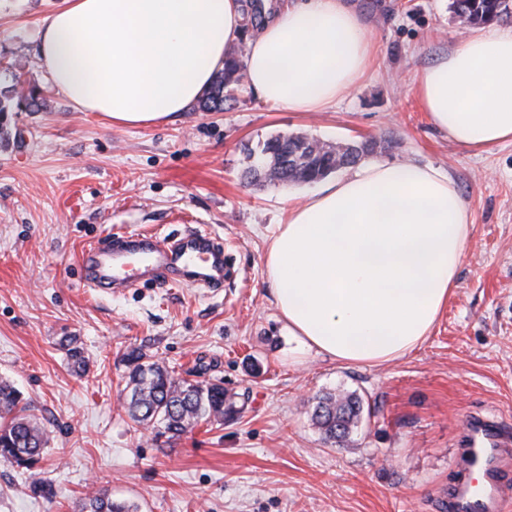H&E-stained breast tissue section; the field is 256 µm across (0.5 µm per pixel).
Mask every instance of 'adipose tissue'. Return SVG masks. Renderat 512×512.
<instances>
[{"instance_id":"1","label":"adipose tissue","mask_w":512,"mask_h":512,"mask_svg":"<svg viewBox=\"0 0 512 512\" xmlns=\"http://www.w3.org/2000/svg\"><path fill=\"white\" fill-rule=\"evenodd\" d=\"M241 0H64L38 55L74 111L115 126L174 120L237 43ZM375 45L348 0L278 6L249 41V89L266 106L319 112L349 95ZM414 93L449 139L481 152L512 140V28L488 26L424 67ZM469 214L449 174L378 162L289 203L265 256L290 336L337 363L376 367L427 340L454 294Z\"/></svg>"}]
</instances>
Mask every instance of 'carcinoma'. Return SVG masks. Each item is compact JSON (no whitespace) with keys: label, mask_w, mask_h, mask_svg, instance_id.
Returning a JSON list of instances; mask_svg holds the SVG:
<instances>
[{"label":"carcinoma","mask_w":512,"mask_h":512,"mask_svg":"<svg viewBox=\"0 0 512 512\" xmlns=\"http://www.w3.org/2000/svg\"><path fill=\"white\" fill-rule=\"evenodd\" d=\"M454 10L467 14L472 23H488L512 14V0H454ZM243 56L229 52L224 70L217 73L212 86L202 97L198 110L215 112L224 109L226 93L234 90L243 76ZM38 94L16 98L0 95V118L21 105H37ZM369 151V144L322 146L311 149V141L303 136L274 137L266 141L257 156L268 159L265 181L279 184L288 181L319 180L333 165L352 166ZM295 155V161L288 155ZM128 368L125 410L136 426L158 425L170 439H178L202 422L221 423L240 412L234 396L221 382H199L176 379L164 365L147 359L140 351L126 354ZM362 399L353 394H327L320 397L313 420L325 437L342 442L357 424ZM49 436L44 426L28 413V403L12 383L0 381V460L30 471L36 467L48 447ZM81 512H138L127 501L114 500L97 493L84 499Z\"/></svg>","instance_id":"1"}]
</instances>
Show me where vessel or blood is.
<instances>
[{
    "label": "vessel or blood",
    "mask_w": 512,
    "mask_h": 512,
    "mask_svg": "<svg viewBox=\"0 0 512 512\" xmlns=\"http://www.w3.org/2000/svg\"><path fill=\"white\" fill-rule=\"evenodd\" d=\"M82 267L89 287L122 291L136 276L181 274L210 284L224 276L220 245L198 231L177 240L135 233L119 242L86 246ZM464 469L448 487L447 512H512V434L479 415L469 416Z\"/></svg>",
    "instance_id": "b4317fda"
}]
</instances>
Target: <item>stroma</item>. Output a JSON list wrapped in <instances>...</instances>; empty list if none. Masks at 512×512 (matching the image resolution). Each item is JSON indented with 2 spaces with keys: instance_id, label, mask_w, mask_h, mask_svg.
Instances as JSON below:
<instances>
[{
  "instance_id": "35a3bbf8",
  "label": "stroma",
  "mask_w": 512,
  "mask_h": 512,
  "mask_svg": "<svg viewBox=\"0 0 512 512\" xmlns=\"http://www.w3.org/2000/svg\"><path fill=\"white\" fill-rule=\"evenodd\" d=\"M379 48L355 91L322 112L269 109L238 86L220 112L116 127L76 112L37 56L60 0H0V92L38 88L0 132V378L50 442L35 471L0 461V512H77L98 491L139 512H443L469 414L512 429V141L475 152L427 120L418 72L464 40L452 0H352ZM304 134L375 142L364 163L449 173L471 216L457 287L417 351L378 367L300 351L273 305L269 236L318 183H252L251 149ZM192 226L224 244V282L86 288L80 253L133 232ZM76 338L86 362L67 356ZM175 378L223 382L242 413L178 440L133 428L130 350ZM363 396L346 443L325 440L317 395ZM49 484L32 489L34 479Z\"/></svg>"
}]
</instances>
